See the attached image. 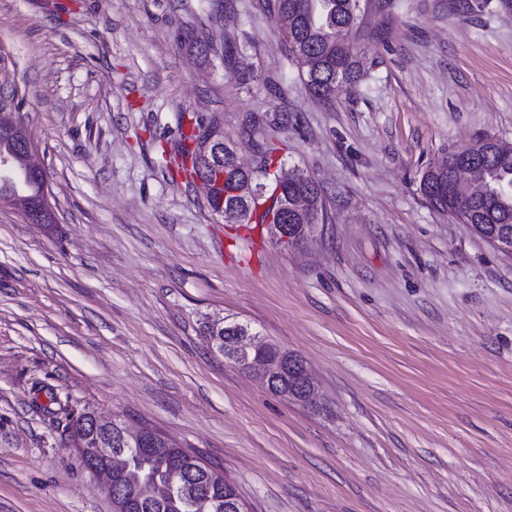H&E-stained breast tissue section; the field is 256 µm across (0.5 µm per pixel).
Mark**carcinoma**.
I'll list each match as a JSON object with an SVG mask.
<instances>
[{
  "instance_id": "obj_1",
  "label": "carcinoma",
  "mask_w": 512,
  "mask_h": 512,
  "mask_svg": "<svg viewBox=\"0 0 512 512\" xmlns=\"http://www.w3.org/2000/svg\"><path fill=\"white\" fill-rule=\"evenodd\" d=\"M492 0H448V9L467 18L489 9ZM273 10L284 30L288 57L298 67L306 90L312 97L330 105L347 97L362 75L358 42L363 37L360 0H274ZM175 41L201 55L214 50V37L209 32H175ZM180 127L182 170L187 182L205 172L209 161L217 160L215 150L224 140L218 122L195 114L181 115ZM271 146L256 147L258 168L253 178L266 187L264 194L244 202L237 196L241 224H275L281 198L288 197L290 217L295 240L292 248L305 244L308 236L301 231L305 224H314L322 199L314 178L302 171L297 181L284 187L277 181L273 168L278 164ZM480 181L489 192L475 197L469 192L470 183ZM27 192H6L0 188L1 199H37L45 194L46 181L28 179ZM421 190L426 201L435 210L447 213L461 224H473L483 231L497 225L512 232V160L490 151L480 139L448 153V165L428 170L422 179ZM267 387L275 394L296 403L301 402L299 391L291 377L280 373L270 375ZM128 485L112 490L115 495L132 491L144 475L156 477L164 486L161 497L164 512H227L224 491L228 490L226 476L208 468V480L214 494L203 497L193 493L190 484L201 474L202 461L161 439L150 442L146 448L125 449ZM179 459L183 475L176 481L170 478V462Z\"/></svg>"
}]
</instances>
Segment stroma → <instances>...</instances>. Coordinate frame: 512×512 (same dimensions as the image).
Returning <instances> with one entry per match:
<instances>
[{"label":"stroma","instance_id":"35a3bbf8","mask_svg":"<svg viewBox=\"0 0 512 512\" xmlns=\"http://www.w3.org/2000/svg\"><path fill=\"white\" fill-rule=\"evenodd\" d=\"M377 2L331 109L265 0H0V99L55 216L0 208V512H112L43 385L220 468L253 512H512V258L421 191L449 151L512 143V10ZM184 112L241 164L270 142L315 178L306 244L210 211L177 173ZM218 318L300 355L324 411L215 352ZM214 37L209 32L196 33L195 31H182L177 29L175 32V41L190 50L195 49L199 54L208 56L209 51L214 50ZM0 119L4 123L1 128V133L19 138V146L27 157V162L31 172L37 177H42L44 175V170L34 158L32 145L24 127L6 116L4 112L0 114Z\"/></svg>","mask_w":512,"mask_h":512}]
</instances>
